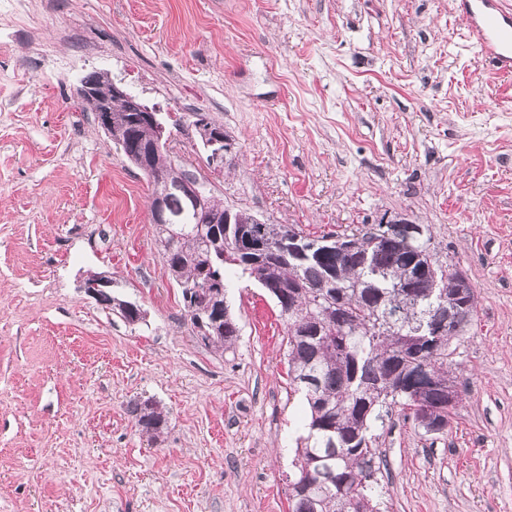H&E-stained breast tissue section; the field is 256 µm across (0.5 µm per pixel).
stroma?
<instances>
[{"label": "stroma", "mask_w": 512, "mask_h": 512, "mask_svg": "<svg viewBox=\"0 0 512 512\" xmlns=\"http://www.w3.org/2000/svg\"><path fill=\"white\" fill-rule=\"evenodd\" d=\"M0 20V512H289L305 406L285 322L231 280L239 327L198 341L143 173L83 111L111 72L161 109L167 148L226 205L321 236L403 216L466 271L451 342L461 401L428 434L392 412L381 512H512V77L481 61L457 0H28ZM63 63L48 69L42 47ZM204 114L235 144L209 168ZM136 302V325L87 296ZM158 402L148 440L130 408ZM98 275L99 274L90 275L85 280L92 281ZM111 280H110V278L107 275L102 274L97 279H95L94 281H92L90 283H84L83 284V288H84L85 292L89 296H91L95 300L100 301L102 304H104L106 306H108L107 305L108 302L107 301H101V300H104L105 298H108L109 299V305L112 307L113 311H116L118 314H120L121 317L124 318L126 320V322H128L129 324H133V325L136 324L137 322H135L132 312H129V314H127V315H124L121 312V310H118L116 308V305H115L116 303L118 304L119 301H121V302H130V303H133V304H136V303L132 302V301H128V300L119 299V298L114 297V296H113V298L114 299H118L119 301L113 300V302H112V293L109 292V289H110L109 287L112 286ZM112 305H115V306H112Z\"/></svg>", "instance_id": "1"}]
</instances>
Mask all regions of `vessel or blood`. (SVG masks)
I'll return each mask as SVG.
<instances>
[{
    "label": "vessel or blood",
    "mask_w": 512,
    "mask_h": 512,
    "mask_svg": "<svg viewBox=\"0 0 512 512\" xmlns=\"http://www.w3.org/2000/svg\"><path fill=\"white\" fill-rule=\"evenodd\" d=\"M470 38L480 55L505 76L512 74V9L502 0H461Z\"/></svg>",
    "instance_id": "vessel-or-blood-1"
}]
</instances>
